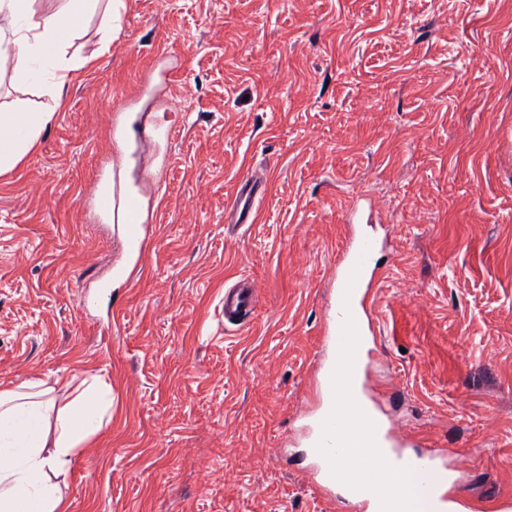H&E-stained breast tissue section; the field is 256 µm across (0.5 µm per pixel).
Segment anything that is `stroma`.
<instances>
[{
  "label": "stroma",
  "instance_id": "35a3bbf8",
  "mask_svg": "<svg viewBox=\"0 0 512 512\" xmlns=\"http://www.w3.org/2000/svg\"><path fill=\"white\" fill-rule=\"evenodd\" d=\"M107 7L62 93L0 54V106L51 115L0 174V390L112 386L69 512H344L295 434L356 202L388 231L372 394L446 450L450 494H512V0H123L105 51ZM157 65L174 132L137 159L152 237L129 282L91 190L126 160L114 104ZM248 175L267 191L241 227ZM239 276L257 309L228 328ZM103 293L118 318L81 307ZM259 181L242 179L235 190L231 212L237 218L236 224H252L257 218L256 200L266 191Z\"/></svg>",
  "mask_w": 512,
  "mask_h": 512
}]
</instances>
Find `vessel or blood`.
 I'll use <instances>...</instances> for the list:
<instances>
[{
	"instance_id": "1",
	"label": "vessel or blood",
	"mask_w": 512,
	"mask_h": 512,
	"mask_svg": "<svg viewBox=\"0 0 512 512\" xmlns=\"http://www.w3.org/2000/svg\"><path fill=\"white\" fill-rule=\"evenodd\" d=\"M105 194L115 229L125 235L133 254L141 255L149 227L138 194L117 172ZM262 194L259 181L245 178L238 183L231 206L238 223H254L258 215L256 201ZM377 253V240L361 234L344 243L336 263L334 300L322 325L327 355L316 371L321 388L328 391H335L340 384L363 393L366 388L368 362L379 334L376 297L382 273ZM256 301V289L245 279H236L225 287V324H245ZM415 445L410 436L392 430L365 394L349 413L329 405L315 419L307 443L314 461L313 491L326 500L340 499L348 512H388L386 500L356 491L362 483L360 459L377 453L385 455L394 466L411 463L415 470L413 493L420 499L436 500L435 512H473L474 501L440 492L437 478L448 473L440 454L432 449L416 450Z\"/></svg>"
}]
</instances>
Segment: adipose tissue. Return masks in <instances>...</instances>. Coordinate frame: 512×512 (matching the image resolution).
Instances as JSON below:
<instances>
[{
	"mask_svg": "<svg viewBox=\"0 0 512 512\" xmlns=\"http://www.w3.org/2000/svg\"><path fill=\"white\" fill-rule=\"evenodd\" d=\"M34 0H0V19L11 37L0 40V53H11L23 80L38 83L51 76L63 87L76 68L65 48L100 0H67L49 19L37 21ZM49 113L23 107H0V173L12 170L39 142ZM45 382L0 390V512H67L58 478L73 456L103 427L112 406V387L88 376L83 388L64 405H56ZM361 471L379 494L389 497L393 512H427L412 495L411 472L388 471L378 456Z\"/></svg>",
	"mask_w": 512,
	"mask_h": 512,
	"instance_id": "1",
	"label": "adipose tissue"
}]
</instances>
